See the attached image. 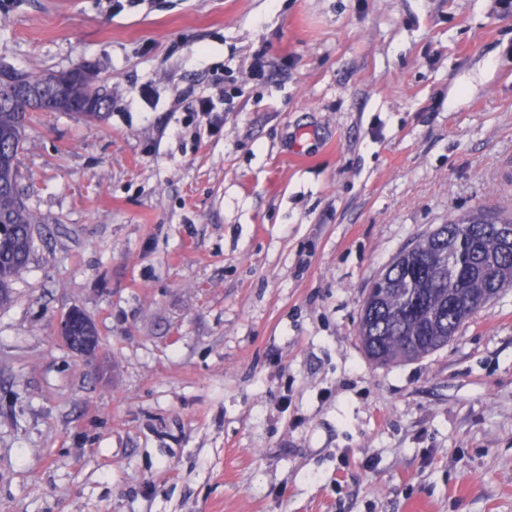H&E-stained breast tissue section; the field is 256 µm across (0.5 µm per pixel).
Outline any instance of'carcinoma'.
Here are the masks:
<instances>
[{
	"instance_id": "cac0c4a2",
	"label": "carcinoma",
	"mask_w": 512,
	"mask_h": 512,
	"mask_svg": "<svg viewBox=\"0 0 512 512\" xmlns=\"http://www.w3.org/2000/svg\"><path fill=\"white\" fill-rule=\"evenodd\" d=\"M77 77L61 93L55 74L39 68L0 66V304L10 297L13 278L27 265L33 225L39 223L19 187L26 122L34 112H71L87 120L103 117L109 99L89 65L73 67ZM512 225V212L478 210L448 221L450 237L436 243L429 232L405 249L408 257L385 269L388 286L381 302L359 317L365 354L378 364L425 357L446 346L469 316L458 303L479 302L512 287V243L498 225Z\"/></svg>"
}]
</instances>
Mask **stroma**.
<instances>
[{"label":"stroma","instance_id":"obj_1","mask_svg":"<svg viewBox=\"0 0 512 512\" xmlns=\"http://www.w3.org/2000/svg\"><path fill=\"white\" fill-rule=\"evenodd\" d=\"M40 222L0 305V512H512V288L380 365L396 254L512 212L504 0H10ZM212 109L199 111V99ZM80 309L94 351L61 319ZM78 314L74 311L68 313L59 324V330L62 338L69 344H74V336H85L82 345H78V349H83L85 346H89L93 343L94 336H98L97 330L94 324L87 319L84 315L80 321L76 322V330L74 331L75 320H77ZM74 331V336L72 335Z\"/></svg>","mask_w":512,"mask_h":512}]
</instances>
